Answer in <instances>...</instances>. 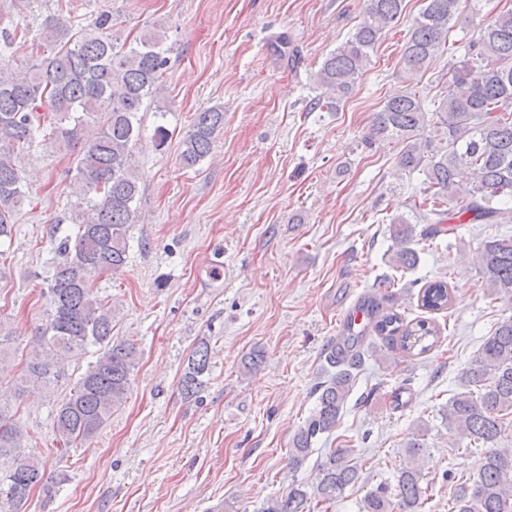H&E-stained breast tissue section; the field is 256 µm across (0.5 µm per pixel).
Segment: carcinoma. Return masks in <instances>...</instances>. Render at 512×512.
I'll return each mask as SVG.
<instances>
[{
  "label": "carcinoma",
  "mask_w": 512,
  "mask_h": 512,
  "mask_svg": "<svg viewBox=\"0 0 512 512\" xmlns=\"http://www.w3.org/2000/svg\"><path fill=\"white\" fill-rule=\"evenodd\" d=\"M462 0H424V7L401 48L403 73H426L454 44L463 56L451 65L445 94L427 102L409 87L386 99L374 113L365 143L402 145L399 166L423 176L424 197L418 204L430 227L416 231L408 218L390 221V263L413 270L419 263V240L434 239L456 224H512V7L491 17L480 15L482 0H467L470 14L461 16ZM405 0H365L362 17L349 38L323 59L313 82L341 102L361 84L371 56L387 32L397 26ZM467 33L450 40L458 24ZM27 30L0 29V238L12 236L15 215L26 198L23 153L39 146L63 152L74 165L67 174L82 185V197L58 219L51 232L62 261L45 280L41 295L47 308L32 330L33 346L23 354L16 384L0 391V460L11 459L0 472V512H21L31 491L46 481L44 465L22 453L26 435L16 419L17 402L30 388H50L65 375L64 364L90 346L99 347L95 363L55 408L56 450L64 451L94 438L114 410L127 399L136 366V347L112 341L116 305L94 293L93 283L125 267L129 234L140 194L133 147L140 138L139 113L157 101L170 57L166 32L153 27L129 44L112 38V15L101 12L86 25L62 16L45 18L35 59L21 72L13 68L11 48ZM290 64L298 63L286 35L271 42ZM224 129L219 106L195 113L181 141L179 161L193 168L211 151ZM462 202L451 213L450 202ZM72 225L61 236L60 225ZM473 263L481 285L494 295H512V235L490 237L477 248ZM448 281L428 282L418 305L429 311L448 307ZM389 295L365 299V323L355 329L347 320L352 345L367 334L398 336L401 347L428 352L438 329L425 319L406 320ZM12 331L0 323V363L13 356ZM337 371L315 387L317 405L293 435L288 465L296 471L312 455L313 445L336 430L354 385L356 357L336 359ZM209 370L207 345L196 348L181 380L185 397L195 396L200 377ZM466 390L440 410L469 445L485 449L476 472L455 481L448 493V512H512V450L502 446L512 427V317L499 323L464 371ZM427 445L418 434L404 448V465L395 482H382L363 498L361 512H421L428 488L422 486L421 461ZM352 448H331L318 466L314 482L295 485L285 495L266 499L261 512H329L345 491L361 479Z\"/></svg>",
  "instance_id": "1"
}]
</instances>
